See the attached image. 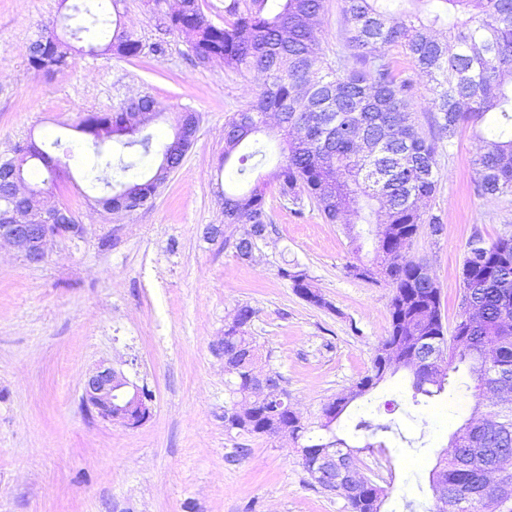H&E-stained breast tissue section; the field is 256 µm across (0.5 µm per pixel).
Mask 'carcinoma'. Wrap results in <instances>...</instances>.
<instances>
[{
	"label": "carcinoma",
	"mask_w": 512,
	"mask_h": 512,
	"mask_svg": "<svg viewBox=\"0 0 512 512\" xmlns=\"http://www.w3.org/2000/svg\"><path fill=\"white\" fill-rule=\"evenodd\" d=\"M123 0H99L92 6L72 9L82 14L80 23L59 34L46 27L26 49L29 66L48 73L68 66L76 52L111 54L136 58L145 45L122 23ZM164 12L168 28L185 36L200 64L220 60L235 72L251 73L260 92L250 107L240 110L224 126V161L255 136L254 129L277 115L283 146L281 160L271 173L284 198L304 195L331 223L346 226L352 242L361 234L356 224H375V255L372 265L382 271L381 279L393 288L390 328L380 345L396 346L398 356L413 354L417 341L431 336L442 344V375L412 373L411 402L405 416L428 425L425 411L442 394L453 388L457 397H467L474 386L457 384L453 374L460 366H472V356L447 343L441 313L440 288L428 266L399 252L404 240L413 238L423 224L439 234L443 224L420 210L419 203L437 188L439 169L436 139L424 137L411 119L410 86L398 80L392 62L383 50L397 47L408 55L431 83L430 103L436 115L433 126L439 137L453 140L463 129L472 130L476 142L475 193L485 199L512 196V0H410L430 3L427 17L418 12H393L386 0H342V15L348 27L349 55H336V63L314 37V27L324 12V0H229L224 5V24L216 25L201 9L199 0H180L172 8L168 0H151ZM445 25L455 51L448 52L430 35L432 27ZM127 107L110 112H86L74 126L81 143L93 147L96 160L87 177L102 187V199L119 206L130 197L153 198L159 186L153 174L141 171L153 152V137L133 133L125 125ZM128 150L130 159H115L101 151L108 141ZM11 158L24 157L22 173L32 185L56 183L68 171L69 159L52 156L46 144L34 136L12 148ZM265 183L257 181L245 192H224V223L240 225L235 238L239 257L253 255L257 241L247 225L267 224ZM36 214L39 199L17 197L9 181L0 182V210ZM464 264L472 265L474 279L483 287L474 294L480 322L472 326L460 320L453 337L475 336L490 350L502 353V362L512 366V235L490 242L473 237ZM292 282L295 292L310 302L315 292L306 275L279 269ZM402 369L375 354L371 373L349 394L323 408L320 429L328 438L308 437L300 448L303 469L312 473L321 449L341 451L344 466L356 463L354 447L332 430L355 400L365 396L387 375ZM232 396L229 414L243 399L246 404L233 417L231 429L262 436L278 426L299 431L302 427L291 409L288 390L281 399L254 397L246 378L227 381ZM380 407L367 402L354 431L385 447V440L398 439L416 451L425 446V430L407 437L394 420L378 418ZM495 430L484 438L487 448L512 451V405L492 413ZM466 426L452 435L451 458L440 467L448 492L461 501L458 512H482V490L491 482V471L462 464L459 449L468 447ZM383 489L358 482L343 496L348 512H377Z\"/></svg>",
	"instance_id": "obj_1"
}]
</instances>
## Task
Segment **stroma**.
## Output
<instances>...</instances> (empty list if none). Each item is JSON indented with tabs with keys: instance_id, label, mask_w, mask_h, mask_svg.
<instances>
[{
	"instance_id": "1",
	"label": "stroma",
	"mask_w": 512,
	"mask_h": 512,
	"mask_svg": "<svg viewBox=\"0 0 512 512\" xmlns=\"http://www.w3.org/2000/svg\"><path fill=\"white\" fill-rule=\"evenodd\" d=\"M61 0H0V154L27 136L60 139L56 157L78 138L88 111L109 112L140 94L162 112L152 130L173 133L182 109L199 112L195 139L181 166L144 206L114 215L85 181L91 152L71 161L56 203L83 224L82 237L51 243L46 260L26 264L0 251V512H347L341 497L312 485L296 443L246 436L224 427L230 404L218 341L226 315L240 305L256 315L248 329L263 369L279 371L302 423L318 426L322 409L365 376L390 326L392 288L354 277V260L369 262L374 241L354 251L344 225L328 223L309 199L282 198L267 184L269 232L252 259L235 256L224 221V125L257 98L259 82L221 62H195L185 38L166 31L147 0H124L127 30L163 53L135 59L76 53L52 74L31 70L26 48L59 21ZM410 83L412 119L432 132L426 77L392 49ZM439 179L422 204L444 226H421L406 247L427 263L441 291L442 320L461 315L462 266L468 241L512 234V196L475 195V142L461 131L438 142ZM222 235L210 238L211 226ZM298 265L325 299L297 295L279 267ZM106 362L148 391L151 414L129 429L91 416L81 405L82 377ZM406 371L386 377L369 397L398 405L395 418L418 435L401 408L410 400ZM497 411L486 393L447 398L429 414L421 451L391 446L358 453L362 473L383 488L381 512L403 499L429 508V473L450 449L472 407ZM247 454L235 463L234 449Z\"/></svg>"
}]
</instances>
